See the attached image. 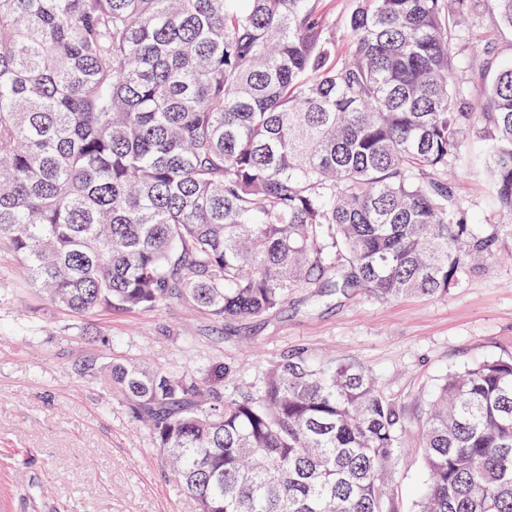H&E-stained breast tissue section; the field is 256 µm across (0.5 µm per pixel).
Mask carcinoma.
Listing matches in <instances>:
<instances>
[{"instance_id": "obj_1", "label": "carcinoma", "mask_w": 512, "mask_h": 512, "mask_svg": "<svg viewBox=\"0 0 512 512\" xmlns=\"http://www.w3.org/2000/svg\"><path fill=\"white\" fill-rule=\"evenodd\" d=\"M476 2L0 0V247L74 316L448 295L512 231V63L455 79ZM108 368L197 512H396L372 369L287 354L226 401L222 363ZM421 448L418 512H512L511 356L438 379ZM456 185L461 198L480 216L483 211V192L481 181L473 175H461L457 178Z\"/></svg>"}]
</instances>
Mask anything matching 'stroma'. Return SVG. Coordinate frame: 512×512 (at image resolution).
<instances>
[{"instance_id": "35a3bbf8", "label": "stroma", "mask_w": 512, "mask_h": 512, "mask_svg": "<svg viewBox=\"0 0 512 512\" xmlns=\"http://www.w3.org/2000/svg\"><path fill=\"white\" fill-rule=\"evenodd\" d=\"M499 59L512 29L489 0L474 17ZM500 255L442 298L383 302L368 292L300 290L262 317L217 323L171 303L87 318L48 306L18 263L0 253V493L9 512H195L164 473L149 432L136 425L107 372L84 362L114 355L181 371L224 363L225 399L257 395L268 364L291 353L376 370L407 421L390 487L414 512L425 478L420 425L437 380L484 358L512 355V236Z\"/></svg>"}]
</instances>
